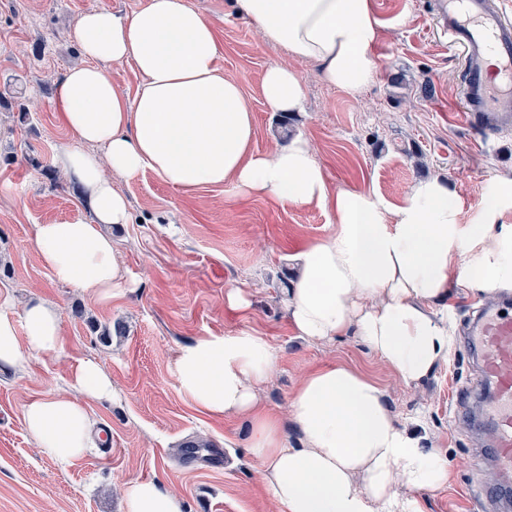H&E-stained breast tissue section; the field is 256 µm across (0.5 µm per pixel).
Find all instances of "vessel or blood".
Segmentation results:
<instances>
[{
    "label": "vessel or blood",
    "instance_id": "vessel-or-blood-1",
    "mask_svg": "<svg viewBox=\"0 0 512 512\" xmlns=\"http://www.w3.org/2000/svg\"><path fill=\"white\" fill-rule=\"evenodd\" d=\"M439 23L461 51L460 98L449 108L455 123L492 138L512 129V14L500 0H440ZM496 70H489V59ZM479 361L481 415L491 426V463L512 482V302L480 308L464 338Z\"/></svg>",
    "mask_w": 512,
    "mask_h": 512
}]
</instances>
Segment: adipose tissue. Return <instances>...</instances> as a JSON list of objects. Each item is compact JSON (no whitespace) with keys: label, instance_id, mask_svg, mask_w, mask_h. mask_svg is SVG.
<instances>
[{"label":"adipose tissue","instance_id":"ef3b65f1","mask_svg":"<svg viewBox=\"0 0 512 512\" xmlns=\"http://www.w3.org/2000/svg\"><path fill=\"white\" fill-rule=\"evenodd\" d=\"M261 38L298 62L318 66L331 86L351 94L376 73L370 53L381 24L371 0H235ZM85 63L68 70L56 93L73 144L61 148L65 176L86 193L93 218L39 224L34 246L54 280L107 303L124 284L107 229L129 221L126 197L113 176L143 173L187 192L233 183L242 193L282 205L326 206L335 236L305 244L299 277L285 298L287 318L308 340L361 337L407 384L421 381L453 346L439 311L450 288H512V225L499 223L512 206V179H502L477 222L436 179L413 183L405 203L389 207L375 192H330L304 136L272 154L255 150V117L244 87L218 67L221 45L209 18L187 0H143L132 14L102 6L75 27ZM131 64L141 78L134 96L112 84L108 65ZM262 95L270 111H301L303 78L269 68ZM62 347L57 309L41 299L20 315L0 311V367L24 369L29 357ZM277 357L265 336L242 329L181 350V392L212 417L234 416L249 427V448L280 512H416L399 494L435 488L448 461L424 451L396 422L383 389L362 373L334 365L308 373L290 405L304 438L290 447L283 420L258 404L257 387ZM75 397L45 395L24 408L22 423L37 448L68 464L95 447L82 397L108 400L112 381L102 367L77 359L70 369ZM123 512H182L177 495L153 480L123 491Z\"/></svg>","mask_w":512,"mask_h":512}]
</instances>
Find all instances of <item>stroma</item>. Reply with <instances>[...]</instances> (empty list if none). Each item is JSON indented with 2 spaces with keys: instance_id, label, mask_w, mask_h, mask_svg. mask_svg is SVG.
Masks as SVG:
<instances>
[{
  "instance_id": "1",
  "label": "stroma",
  "mask_w": 512,
  "mask_h": 512,
  "mask_svg": "<svg viewBox=\"0 0 512 512\" xmlns=\"http://www.w3.org/2000/svg\"><path fill=\"white\" fill-rule=\"evenodd\" d=\"M143 0H0V299L20 314L31 299L60 314L59 354L28 359L23 371L0 369V512H120L125 484L152 479L180 496L183 512H278L248 449L238 418L199 411L175 376L179 350L201 339L245 328L265 334L277 356L272 379L256 391L260 405L285 419L290 446L302 434L289 405L300 380L330 365L351 367L377 382L396 421L424 450L448 461V480L415 492L419 512H493L475 474L481 429L455 421L458 391L476 373L464 349V330L487 291L453 288L444 305L454 346L446 362L405 384L360 337L309 341L292 330L286 285L299 273L300 247L335 235L324 206H284L239 193L233 184L186 192L144 174L115 178L128 200L130 223L112 239L126 287L109 303L57 283L33 246L39 224L62 223L83 212L80 197L56 162L72 142L54 109L58 82L84 60L74 37L78 18L100 6L120 16ZM213 22L222 45L219 67L237 78L255 116L254 147L282 146L279 116L262 96L265 71L290 63L285 50L262 40L240 17L235 0H188ZM382 37L371 53L372 83L353 96L325 83L310 63L294 64L307 86L303 112L288 126L305 136L328 188L368 189L402 205L417 180L444 182L463 208L464 223L479 218L501 178H512V132L485 140L450 123L448 103L459 96L461 53L437 25L438 0H372ZM242 289L250 306L228 311L224 295ZM124 334H116L115 325ZM91 358L112 379V401L87 400L96 427L112 429V456L89 449L63 465L36 448L22 414L33 398L70 394L73 360ZM220 444L229 463L209 467L188 459L185 441Z\"/></svg>"
}]
</instances>
